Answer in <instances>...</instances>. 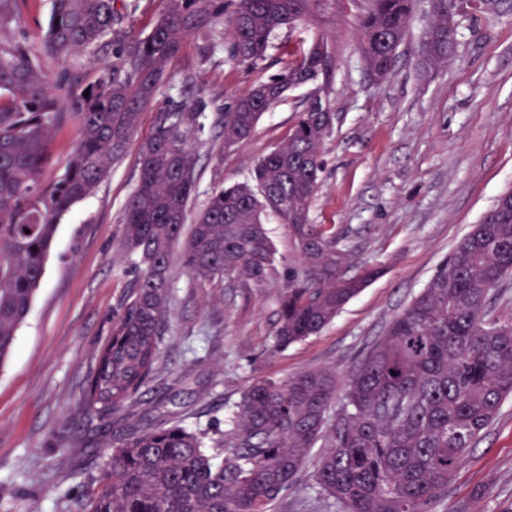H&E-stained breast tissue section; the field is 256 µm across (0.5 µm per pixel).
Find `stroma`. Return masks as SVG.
Returning <instances> with one entry per match:
<instances>
[{"label": "stroma", "mask_w": 512, "mask_h": 512, "mask_svg": "<svg viewBox=\"0 0 512 512\" xmlns=\"http://www.w3.org/2000/svg\"><path fill=\"white\" fill-rule=\"evenodd\" d=\"M235 3L224 0L211 35L185 40L122 160L58 222L30 310L0 366V512H77L110 453L111 417L83 414L81 400L136 277L121 245L123 216L138 183L139 145L157 112L181 104L201 114L193 147L194 204L202 206L213 191L245 181L256 160L287 141L310 89L287 93L229 149L218 135L220 114L252 85L283 75L298 38L327 36L336 50L329 95L335 119L310 217L345 232L348 275L378 270L319 333L278 349L277 295L297 262L287 226H269L279 263L260 285L205 283L173 259L160 363L127 413L210 440L227 432L229 413L255 379L325 368L346 377L496 197L512 189V0L486 14L462 12L455 53L430 69L419 45L433 14L430 0H421L394 69L380 80L357 52L364 0H328L305 31L276 32L254 66L229 53ZM49 15V0H24L11 29L41 47ZM322 453L313 449L276 512H330L315 480ZM434 512H512V399Z\"/></svg>", "instance_id": "obj_1"}]
</instances>
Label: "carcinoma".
<instances>
[{
    "instance_id": "obj_1",
    "label": "carcinoma",
    "mask_w": 512,
    "mask_h": 512,
    "mask_svg": "<svg viewBox=\"0 0 512 512\" xmlns=\"http://www.w3.org/2000/svg\"><path fill=\"white\" fill-rule=\"evenodd\" d=\"M19 2L0 0V32L15 21ZM166 2L142 35L126 27L135 4L51 0L42 49L21 33L0 40V363L12 352L43 277L59 218L94 193L123 157L185 39L209 31L222 13L219 0ZM323 2L238 0L231 56L241 63L263 60L275 31L306 24ZM365 2L358 51L367 70L384 78L418 0ZM432 7L422 56L435 66L456 48L458 0H432ZM108 47L115 61H97ZM78 53L88 55L94 74L75 88L66 74ZM291 55L285 75L251 87L224 113V146L250 136L285 92L315 83L317 93L305 100L287 142L257 161L248 181L214 191L192 224V138L200 113L177 106L157 113L140 145L122 240L139 275L99 349L82 400L90 413L112 414L117 430L81 512H275L320 441L325 452L316 483L336 512H432L472 445L512 398V322L490 316L494 287L512 276L510 190L344 383L331 369L256 380L214 455L205 451L203 434L164 422L132 423L123 415L160 362L176 249L199 280L262 284L277 263L266 224L273 218L287 225L300 267L289 270L278 297V348L319 333L376 274L368 268L346 275L344 237L334 225L311 223L322 145L334 121L328 100L334 50L322 36ZM46 57L56 62V73L45 69ZM72 110L81 120L78 146L63 176L43 185L54 133Z\"/></svg>"
}]
</instances>
